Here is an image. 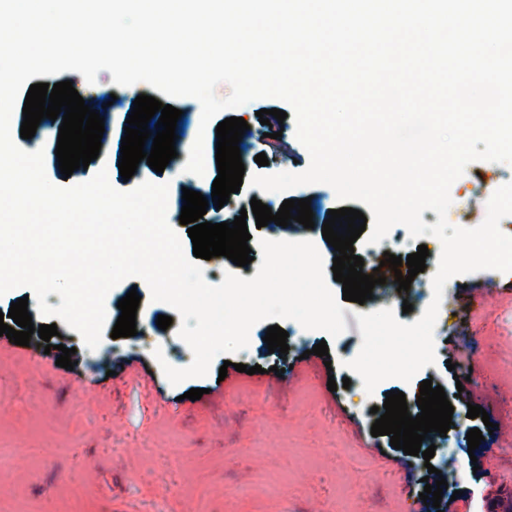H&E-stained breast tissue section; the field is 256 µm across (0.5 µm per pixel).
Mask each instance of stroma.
<instances>
[{
  "mask_svg": "<svg viewBox=\"0 0 512 512\" xmlns=\"http://www.w3.org/2000/svg\"><path fill=\"white\" fill-rule=\"evenodd\" d=\"M59 78L71 81L83 96H116L102 148L110 161H91L84 177L104 167L112 186L122 191L147 177L168 184L167 220L185 252H192L187 228L179 221V191L188 184L212 186L218 174L216 128H201L199 102L160 97L162 104L183 111L191 130H204V176L177 179L172 168L157 173L142 162L127 183L118 161L132 97L126 88L111 83L106 70L92 85L75 71L62 72ZM278 105V100L261 99L244 107L249 132L269 160L262 168L253 152H245L246 173H299L309 165L293 117L261 125L258 110ZM271 130L276 138H268ZM509 180L510 167L489 161L468 165L451 186L448 222L473 227L474 206L485 204ZM288 197L310 199L314 228L273 223L260 228L250 215L249 234L312 239L325 264H332L336 251L322 236L329 210L338 206L329 185L299 187L286 196L244 185L223 207H208L204 219L232 222L254 198L276 212ZM422 244L429 254L418 278L427 282L441 251L435 237L413 240L405 226L397 225L380 244L358 240L353 248L368 272L379 265L382 252L404 257ZM473 288L484 289L485 298L469 305L465 299ZM139 294L136 329L155 333L154 347L142 349L133 338L106 334L90 350L61 322L58 335L50 340L35 334L29 345L0 348V512H404L405 498L423 492V479L432 467L448 472L443 496L453 499L454 512H503L512 501V274L486 270L452 278L434 331V364L408 383L385 380L371 394L342 366L360 350L355 314L389 308L400 322H414L428 305L417 293L403 298L383 287L365 303L344 302L346 329L331 340L322 331L283 320L280 326L289 334L290 347L285 355L268 351V325L256 323L245 350L217 355L205 377L176 386L167 380L152 350L160 348L173 367L190 364L192 353L177 335L181 318L167 304L151 300L148 289ZM407 302L413 306L408 313L402 310ZM161 315L171 317L168 329H158ZM322 341L330 355L326 361L312 353ZM49 343L74 349L73 369L57 366V352L45 350ZM239 363L260 366L261 371H236ZM277 366L293 368L297 377L292 384L279 383L273 372ZM223 372L234 380V388L219 382ZM346 377L351 384L345 389L341 381ZM460 378L465 381L461 387L456 384ZM331 379L338 381L337 391H329ZM426 379L444 388L454 408L453 425L447 435L433 436L436 450L428 461L394 449L389 436L371 434L376 420L371 409L383 406L388 391L404 392L409 412L419 415L416 400ZM193 388L202 389L201 399H186ZM472 404L482 406L487 419L468 418ZM488 421L495 425L492 434L476 451H469L467 432Z\"/></svg>",
  "mask_w": 512,
  "mask_h": 512,
  "instance_id": "1",
  "label": "stroma"
}]
</instances>
